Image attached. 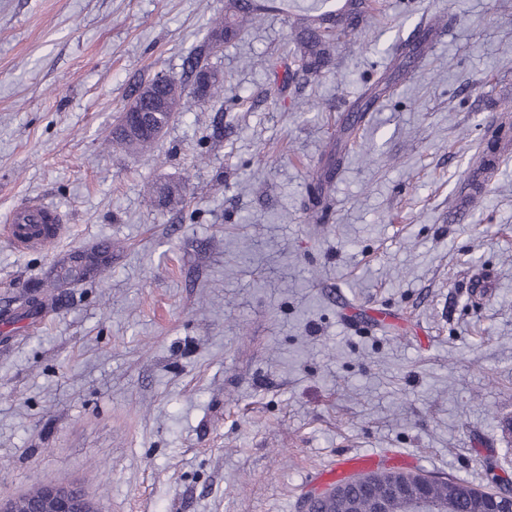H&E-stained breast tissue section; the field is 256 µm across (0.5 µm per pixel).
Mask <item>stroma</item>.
I'll use <instances>...</instances> for the list:
<instances>
[{
	"instance_id": "obj_1",
	"label": "stroma",
	"mask_w": 512,
	"mask_h": 512,
	"mask_svg": "<svg viewBox=\"0 0 512 512\" xmlns=\"http://www.w3.org/2000/svg\"><path fill=\"white\" fill-rule=\"evenodd\" d=\"M340 5L276 0L209 55L223 96L134 160L109 143L127 95L182 81L224 0H0V222L41 200L66 224L49 249L0 237V317L114 244L107 277L0 329V500L67 480L98 512H299L310 469L385 448L512 489V145L478 165L512 124V0H380L335 67L285 81L293 20ZM181 180L179 209L151 203Z\"/></svg>"
}]
</instances>
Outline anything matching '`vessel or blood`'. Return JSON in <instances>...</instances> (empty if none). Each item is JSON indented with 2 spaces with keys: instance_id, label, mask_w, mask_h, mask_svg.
<instances>
[{
  "instance_id": "obj_1",
  "label": "vessel or blood",
  "mask_w": 512,
  "mask_h": 512,
  "mask_svg": "<svg viewBox=\"0 0 512 512\" xmlns=\"http://www.w3.org/2000/svg\"><path fill=\"white\" fill-rule=\"evenodd\" d=\"M61 236L65 230L63 216L58 209L34 200L14 212L8 224L0 226V235L17 249L41 245L43 231ZM415 456L390 450L382 454H350L338 457L329 469H317L307 474L310 485L322 486L333 482H348L351 476L373 473L382 469L404 471L417 467Z\"/></svg>"
}]
</instances>
